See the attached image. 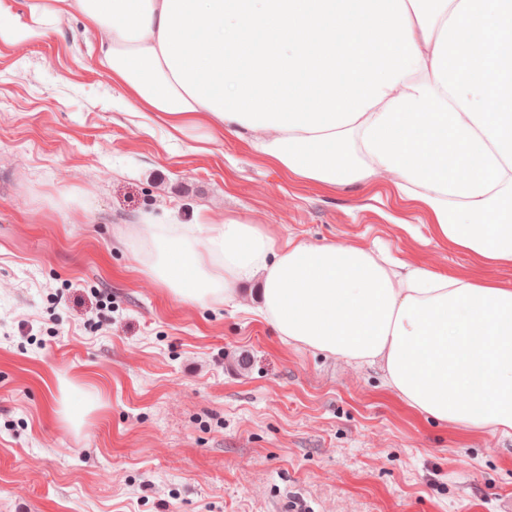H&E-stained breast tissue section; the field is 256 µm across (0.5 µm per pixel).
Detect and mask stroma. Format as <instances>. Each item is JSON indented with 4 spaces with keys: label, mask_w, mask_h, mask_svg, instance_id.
<instances>
[{
    "label": "stroma",
    "mask_w": 512,
    "mask_h": 512,
    "mask_svg": "<svg viewBox=\"0 0 512 512\" xmlns=\"http://www.w3.org/2000/svg\"><path fill=\"white\" fill-rule=\"evenodd\" d=\"M80 18L0 40V512H500L512 436L408 409L378 365L283 342L139 271L144 214L512 288L387 180L324 188L249 137L171 140L113 92ZM84 409L79 423L62 400Z\"/></svg>",
    "instance_id": "obj_1"
}]
</instances>
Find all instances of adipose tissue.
Masks as SVG:
<instances>
[{
    "label": "adipose tissue",
    "mask_w": 512,
    "mask_h": 512,
    "mask_svg": "<svg viewBox=\"0 0 512 512\" xmlns=\"http://www.w3.org/2000/svg\"><path fill=\"white\" fill-rule=\"evenodd\" d=\"M80 17L113 91L171 138L249 133L288 176L393 178L434 235L512 265V0H31L25 43ZM138 264L177 300L242 302L283 341L380 362L412 411L512 436V289L366 250L276 245L198 212L144 219Z\"/></svg>",
    "instance_id": "obj_1"
}]
</instances>
